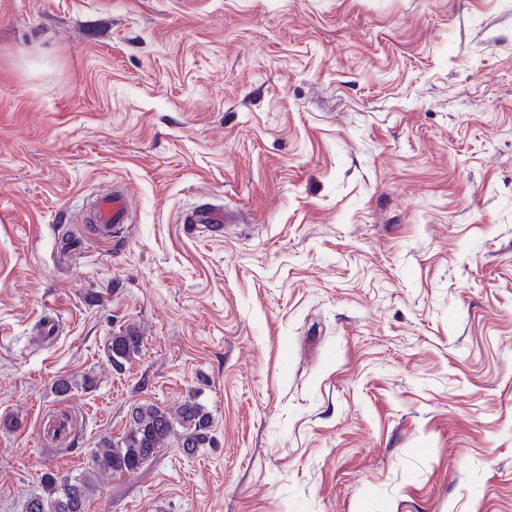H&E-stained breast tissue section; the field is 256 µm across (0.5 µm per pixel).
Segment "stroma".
Returning <instances> with one entry per match:
<instances>
[{
	"label": "stroma",
	"mask_w": 512,
	"mask_h": 512,
	"mask_svg": "<svg viewBox=\"0 0 512 512\" xmlns=\"http://www.w3.org/2000/svg\"><path fill=\"white\" fill-rule=\"evenodd\" d=\"M189 400L89 512H512V0H0V512ZM132 199L122 187L112 188L97 195L91 212L93 224H98L102 239L111 237L112 231L119 224L130 221ZM226 221L224 209L217 206L208 207L206 205L198 206L182 214L181 224H212V227H219ZM143 336L138 326L132 324L112 336L107 345V353L113 368H122L139 355Z\"/></svg>",
	"instance_id": "35a3bbf8"
}]
</instances>
